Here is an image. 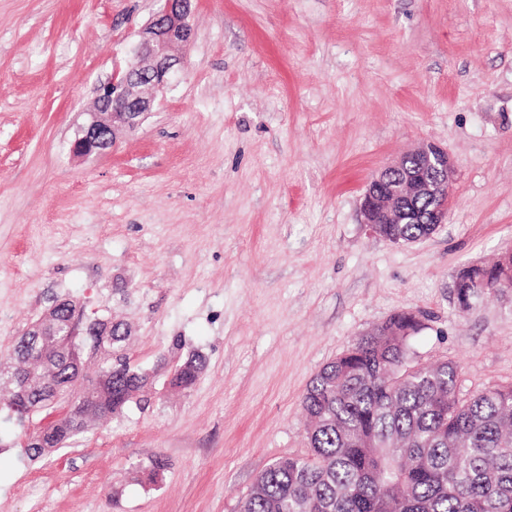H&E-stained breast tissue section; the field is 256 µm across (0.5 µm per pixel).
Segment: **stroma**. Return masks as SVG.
Here are the masks:
<instances>
[{"label":"stroma","instance_id":"obj_1","mask_svg":"<svg viewBox=\"0 0 512 512\" xmlns=\"http://www.w3.org/2000/svg\"><path fill=\"white\" fill-rule=\"evenodd\" d=\"M156 0H0V358L55 300L129 327L153 390L40 461L0 416V512H238L307 453L301 398L400 310L412 363L512 384V291L458 271L512 252V0H194L183 69L98 157L71 151ZM447 224L371 235L369 179L426 143ZM205 368L165 390L188 355ZM154 483L140 478L152 459ZM191 359H192V362L194 363L196 369L200 370V373L192 374V373L185 372L182 375H180V373L185 369V366L179 368L177 371L174 370L170 374V376L167 380L168 388H170L171 390H174V391H181L182 387L178 385L179 380L181 381L180 384L183 386V391H187V390L191 389L196 384V382L198 381L199 376L201 374V371L203 369L204 362H203L202 357L198 354H193L191 356ZM178 377H179V380H178Z\"/></svg>","mask_w":512,"mask_h":512}]
</instances>
